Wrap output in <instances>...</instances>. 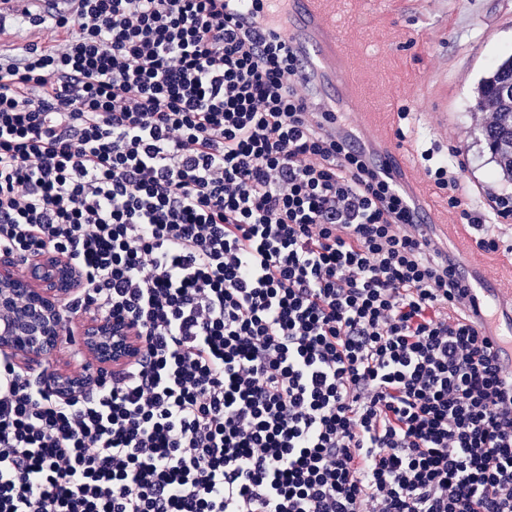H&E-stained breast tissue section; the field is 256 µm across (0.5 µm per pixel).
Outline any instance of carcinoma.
I'll return each instance as SVG.
<instances>
[{
    "mask_svg": "<svg viewBox=\"0 0 512 512\" xmlns=\"http://www.w3.org/2000/svg\"><path fill=\"white\" fill-rule=\"evenodd\" d=\"M475 106L494 114L482 129L483 140L503 179L512 183V56L494 64L479 80Z\"/></svg>",
    "mask_w": 512,
    "mask_h": 512,
    "instance_id": "cac0c4a2",
    "label": "carcinoma"
}]
</instances>
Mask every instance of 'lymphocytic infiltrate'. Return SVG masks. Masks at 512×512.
Here are the masks:
<instances>
[{
	"mask_svg": "<svg viewBox=\"0 0 512 512\" xmlns=\"http://www.w3.org/2000/svg\"><path fill=\"white\" fill-rule=\"evenodd\" d=\"M56 26L0 49V254L140 348L0 354V512H512V373L285 41L224 0ZM88 327H94L93 332H99L105 336H114V341L110 347L112 357L123 358L131 351L133 336H130L132 333L129 323L113 320H96L88 325Z\"/></svg>",
	"mask_w": 512,
	"mask_h": 512,
	"instance_id": "lymphocytic-infiltrate-1",
	"label": "lymphocytic infiltrate"
}]
</instances>
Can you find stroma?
<instances>
[{
  "mask_svg": "<svg viewBox=\"0 0 512 512\" xmlns=\"http://www.w3.org/2000/svg\"><path fill=\"white\" fill-rule=\"evenodd\" d=\"M336 11L358 79L377 93L376 133L417 157L430 149L439 160L459 150L463 198L484 214L489 233L512 238V218L488 213L495 197L512 196V184L497 177L481 136L485 117L472 110L483 72L512 54V0H336ZM403 181L451 234L477 235L422 167Z\"/></svg>",
  "mask_w": 512,
  "mask_h": 512,
  "instance_id": "1",
  "label": "stroma"
}]
</instances>
